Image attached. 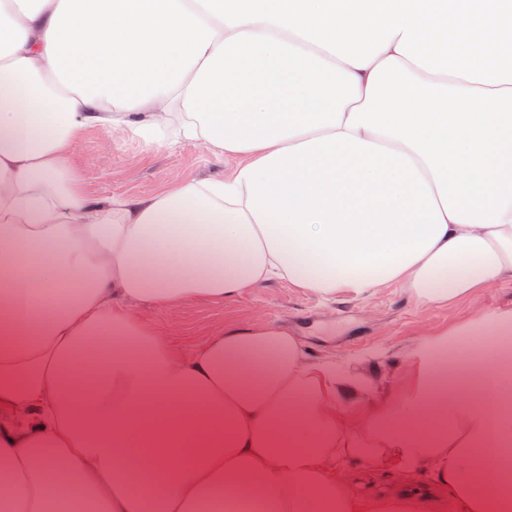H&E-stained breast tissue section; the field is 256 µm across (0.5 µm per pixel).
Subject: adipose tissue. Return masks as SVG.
<instances>
[{
	"label": "adipose tissue",
	"mask_w": 512,
	"mask_h": 512,
	"mask_svg": "<svg viewBox=\"0 0 512 512\" xmlns=\"http://www.w3.org/2000/svg\"><path fill=\"white\" fill-rule=\"evenodd\" d=\"M0 0V512H415L360 500L350 460L512 512V307L407 349L381 394L276 326L175 349L132 307L215 304L274 278L325 300L396 284L448 304L512 280V0ZM370 32L359 48L356 32ZM466 44L458 66L444 61ZM242 156L226 180L97 202L92 127ZM466 345L472 395L443 358Z\"/></svg>",
	"instance_id": "1"
}]
</instances>
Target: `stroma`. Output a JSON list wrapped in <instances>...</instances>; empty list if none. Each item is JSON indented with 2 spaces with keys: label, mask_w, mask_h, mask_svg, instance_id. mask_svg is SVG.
<instances>
[{
  "label": "stroma",
  "mask_w": 512,
  "mask_h": 512,
  "mask_svg": "<svg viewBox=\"0 0 512 512\" xmlns=\"http://www.w3.org/2000/svg\"><path fill=\"white\" fill-rule=\"evenodd\" d=\"M242 159L219 155L197 140L160 141L145 146L124 129L92 128L75 145L70 166L91 198L109 200L164 192L199 180L231 177ZM512 305V281H497L445 306L418 304L397 285L364 298L322 299L275 278L221 304L188 300L173 309L137 307L179 348L190 351L218 328L274 324L297 337L316 357L339 365L363 364L365 372L388 384L402 371L400 352L420 338L452 328L481 308ZM350 489L363 498L374 489L403 485L390 465L357 461L350 465Z\"/></svg>",
  "instance_id": "1"
}]
</instances>
